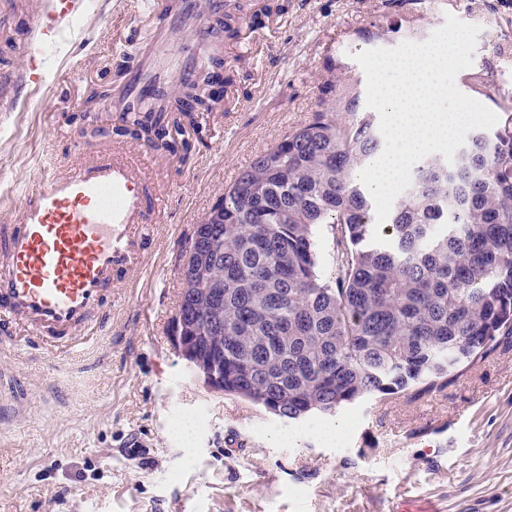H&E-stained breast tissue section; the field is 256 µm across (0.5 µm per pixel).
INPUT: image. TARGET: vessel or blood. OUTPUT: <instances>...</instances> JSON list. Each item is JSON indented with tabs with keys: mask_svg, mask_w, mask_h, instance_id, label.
<instances>
[{
	"mask_svg": "<svg viewBox=\"0 0 512 512\" xmlns=\"http://www.w3.org/2000/svg\"><path fill=\"white\" fill-rule=\"evenodd\" d=\"M166 17L191 14L197 39L227 0H159ZM88 10V0H49L26 48L47 70L49 51ZM167 76L134 74L132 97L160 90ZM13 223L0 226V347L67 352L91 342L92 319L112 305V286L135 264L156 207L140 167L112 153L54 173L26 192Z\"/></svg>",
	"mask_w": 512,
	"mask_h": 512,
	"instance_id": "obj_1",
	"label": "vessel or blood"
}]
</instances>
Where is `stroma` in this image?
<instances>
[{"instance_id": "obj_1", "label": "stroma", "mask_w": 512, "mask_h": 512, "mask_svg": "<svg viewBox=\"0 0 512 512\" xmlns=\"http://www.w3.org/2000/svg\"><path fill=\"white\" fill-rule=\"evenodd\" d=\"M43 2L0 0V90L22 104L0 111V225L49 165L85 159L70 131L113 125L129 72L154 57L157 27L172 53L193 42L192 24L159 22L154 0H90L35 93L20 82L22 48ZM237 3L243 21L224 40L230 82L189 161L114 135L87 142L140 163L157 220L141 264L112 290L107 338L50 363L19 346L0 352V370L29 389L0 420V512H389L409 497L438 512H512V342L444 391L288 423L210 389L170 337L196 224L256 156L318 110L330 66L365 81L358 31L387 22L393 48L404 28L422 42L455 15L480 28L473 72L512 92V59L495 51L512 39V0ZM194 413L206 425L187 445L171 422ZM443 441L444 468L431 471L426 452Z\"/></svg>"}]
</instances>
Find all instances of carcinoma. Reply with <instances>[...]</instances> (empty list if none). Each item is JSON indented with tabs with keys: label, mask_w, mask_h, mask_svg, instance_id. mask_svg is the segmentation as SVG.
Segmentation results:
<instances>
[{
	"label": "carcinoma",
	"mask_w": 512,
	"mask_h": 512,
	"mask_svg": "<svg viewBox=\"0 0 512 512\" xmlns=\"http://www.w3.org/2000/svg\"><path fill=\"white\" fill-rule=\"evenodd\" d=\"M393 32L377 23L358 38ZM329 72L320 109L239 174L184 254L183 335L224 365L225 394L288 422L416 385L440 392L512 338V102L490 77L465 75L499 122L470 132L451 164L418 162L381 231L391 244H375L374 200L359 173L381 136L357 84ZM210 111L190 96L178 120L126 112L113 133L140 141L148 129L147 144L185 156L184 125Z\"/></svg>",
	"instance_id": "1"
}]
</instances>
